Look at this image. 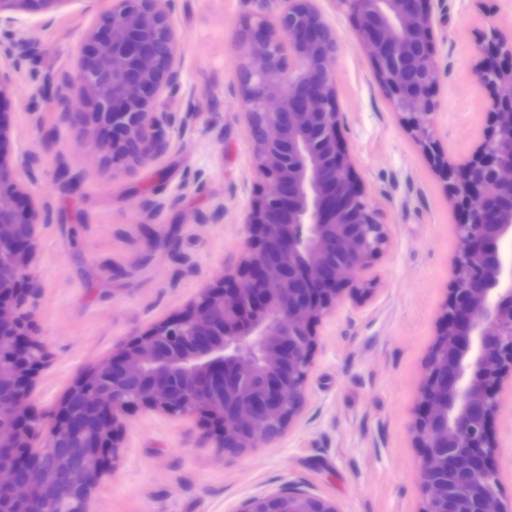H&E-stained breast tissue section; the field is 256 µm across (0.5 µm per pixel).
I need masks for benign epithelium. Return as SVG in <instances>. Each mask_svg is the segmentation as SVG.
<instances>
[{
    "label": "benign epithelium",
    "mask_w": 512,
    "mask_h": 512,
    "mask_svg": "<svg viewBox=\"0 0 512 512\" xmlns=\"http://www.w3.org/2000/svg\"><path fill=\"white\" fill-rule=\"evenodd\" d=\"M0 0V92L21 70ZM176 0H112L78 72L55 87L92 104L89 122L112 152L148 161L166 152L177 113L156 102L177 87L182 56L170 23ZM273 20L246 26L242 118L267 184L246 213L238 278L205 291L183 314L133 338L81 376L48 423L30 406L45 345L33 339L24 284L46 209L0 167V512H92L117 455L124 415L140 407L202 416L218 448L272 440L300 414L313 326L371 275L387 225L354 179L339 137V38L315 0H280ZM356 22L377 80L442 169L462 220L451 296L428 361L416 420L423 512H504L492 422L512 369V45L491 36L476 71L492 90L494 129L459 168L434 151L433 18L427 0H337ZM238 512H340L326 499L273 492Z\"/></svg>",
    "instance_id": "7a95c632"
}]
</instances>
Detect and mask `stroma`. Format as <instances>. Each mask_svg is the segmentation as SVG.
<instances>
[{
    "label": "stroma",
    "mask_w": 512,
    "mask_h": 512,
    "mask_svg": "<svg viewBox=\"0 0 512 512\" xmlns=\"http://www.w3.org/2000/svg\"><path fill=\"white\" fill-rule=\"evenodd\" d=\"M109 0L14 11L27 57L0 96V165H34L28 190L45 203L25 306L49 354L36 372L35 413L52 416L66 391L131 339L236 279L242 218L265 183L244 125L238 68L242 31L276 0H176L171 25L183 55L179 85L160 108L184 126L160 157L112 160L102 131L63 120L69 102L43 87L75 73L87 34ZM339 37L340 136L359 184L379 208L390 246L370 290L353 293L314 328L299 420L272 441L215 447L207 420L146 408L125 417L118 457L92 495L94 512H236L246 498L293 487L341 512H422L416 418L427 362L453 281L461 220L447 182L379 87L355 22L317 0ZM440 79L436 151L453 167L490 130V91L478 83L490 32L512 38V0H431ZM492 433L499 497L512 512V393L500 391Z\"/></svg>",
    "instance_id": "obj_1"
}]
</instances>
